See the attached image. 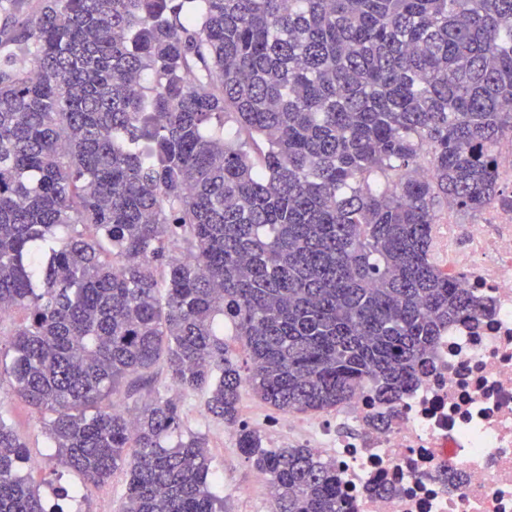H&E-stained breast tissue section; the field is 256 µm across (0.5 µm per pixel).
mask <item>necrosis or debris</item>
<instances>
[{
  "mask_svg": "<svg viewBox=\"0 0 512 512\" xmlns=\"http://www.w3.org/2000/svg\"><path fill=\"white\" fill-rule=\"evenodd\" d=\"M467 230L438 225L435 251L481 310L439 336L395 405L363 387L288 441L335 463L346 512H512V211Z\"/></svg>",
  "mask_w": 512,
  "mask_h": 512,
  "instance_id": "1",
  "label": "necrosis or debris"
}]
</instances>
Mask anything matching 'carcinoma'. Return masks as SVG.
Here are the masks:
<instances>
[{
  "instance_id": "1",
  "label": "carcinoma",
  "mask_w": 512,
  "mask_h": 512,
  "mask_svg": "<svg viewBox=\"0 0 512 512\" xmlns=\"http://www.w3.org/2000/svg\"><path fill=\"white\" fill-rule=\"evenodd\" d=\"M0 0V375L61 467L120 512H223L165 368L238 426L271 512H343L310 448H267L241 388L321 414L397 403L478 306L432 253L452 208L512 210V0ZM230 322L246 354L224 343ZM0 415V512L47 507Z\"/></svg>"
}]
</instances>
